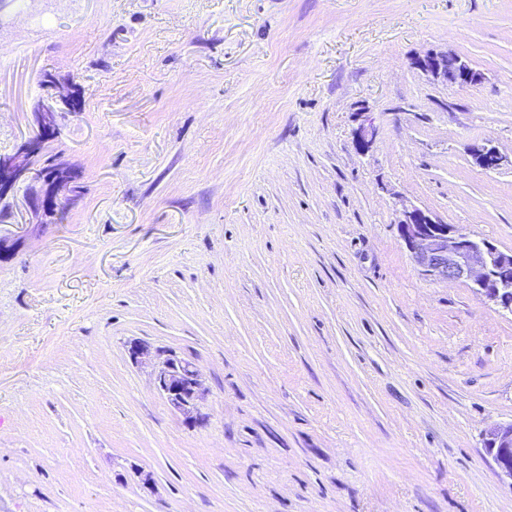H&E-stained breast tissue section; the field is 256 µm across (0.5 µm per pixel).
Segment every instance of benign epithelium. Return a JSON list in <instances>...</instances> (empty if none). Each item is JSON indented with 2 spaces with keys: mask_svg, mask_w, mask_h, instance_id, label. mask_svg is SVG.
Returning a JSON list of instances; mask_svg holds the SVG:
<instances>
[{
  "mask_svg": "<svg viewBox=\"0 0 512 512\" xmlns=\"http://www.w3.org/2000/svg\"><path fill=\"white\" fill-rule=\"evenodd\" d=\"M413 68L428 80L466 89L481 83L482 73L469 62L451 52L429 51L411 59ZM46 98L35 112L38 130L57 129L60 107L75 101V89L56 93L58 85L51 79L45 84ZM358 151H369L374 143V128L364 121L354 131ZM42 145L36 138L19 144L12 152L0 154V197L8 196L20 182L34 181L30 187L41 203L43 214L57 210L58 205L74 200L71 192L73 171L56 164L50 177H40L33 161L40 155ZM473 164L494 171L505 162L498 148L486 141L469 147ZM396 224L419 274L431 281H464L476 294L494 306L512 314V250L503 251L493 242L464 233L453 224H446L432 211L415 204H402ZM132 362L154 364L153 385L156 392L187 424H203L200 403L205 389L196 366L173 353L165 355L143 342L133 341L128 347ZM484 448L495 463L501 479L512 488V421L496 424L485 431Z\"/></svg>",
  "mask_w": 512,
  "mask_h": 512,
  "instance_id": "benign-epithelium-1",
  "label": "benign epithelium"
}]
</instances>
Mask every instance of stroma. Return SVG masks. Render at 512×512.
Instances as JSON below:
<instances>
[{"label":"stroma","mask_w":512,"mask_h":512,"mask_svg":"<svg viewBox=\"0 0 512 512\" xmlns=\"http://www.w3.org/2000/svg\"><path fill=\"white\" fill-rule=\"evenodd\" d=\"M48 74L81 192L49 224L0 199V512H512V315L395 224L512 250V167L468 152L512 153V0H0V153ZM133 340L195 363L206 424ZM413 68L429 81L466 89L481 83L482 73L469 62L451 52L429 51L411 60ZM468 150L473 164L486 171L497 170L506 160L498 148L489 141L474 143ZM484 448L501 479L512 487V421L488 428L484 434Z\"/></svg>","instance_id":"obj_1"}]
</instances>
